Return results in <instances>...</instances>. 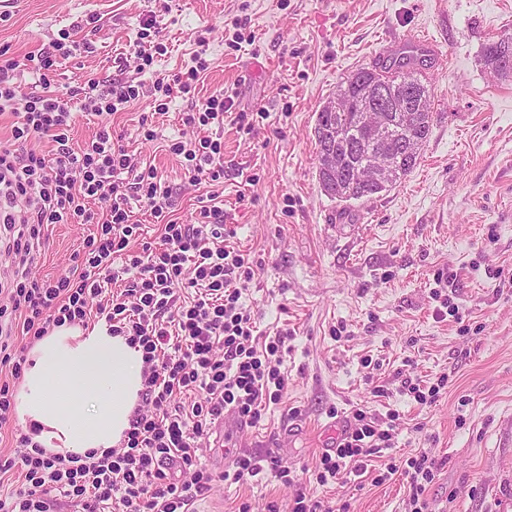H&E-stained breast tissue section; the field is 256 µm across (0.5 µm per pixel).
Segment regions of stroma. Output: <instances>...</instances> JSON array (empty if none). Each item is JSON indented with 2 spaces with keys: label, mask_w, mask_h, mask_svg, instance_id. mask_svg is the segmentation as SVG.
Here are the masks:
<instances>
[{
  "label": "stroma",
  "mask_w": 512,
  "mask_h": 512,
  "mask_svg": "<svg viewBox=\"0 0 512 512\" xmlns=\"http://www.w3.org/2000/svg\"><path fill=\"white\" fill-rule=\"evenodd\" d=\"M150 19L167 52L144 68L135 50ZM65 31L71 53L48 81L71 100L73 148L110 127L156 167L182 224L218 191L225 244L257 266L243 303L260 335L291 336L287 392L229 450L275 455L287 478L216 483L196 512H266L272 501L292 512L299 491L346 512H413L401 470L423 453L443 462L428 512H512V288L500 285L512 278V78L483 54L512 33V0H0V52L17 64L21 95L40 92L32 57ZM420 32L447 63L429 72L434 125L419 164L380 198L331 199L316 171L320 107L351 71ZM199 53L207 71L194 94L173 90L168 112H154L149 92L109 115L84 112L118 82L171 85ZM219 93L235 100L223 127L181 128L192 101ZM180 137L221 140L220 183L191 184L169 150ZM93 230L50 225L37 276L68 272ZM408 380L440 384L435 402L418 404ZM358 408L390 448L364 473L319 484L328 425L346 428Z\"/></svg>",
  "instance_id": "35a3bbf8"
}]
</instances>
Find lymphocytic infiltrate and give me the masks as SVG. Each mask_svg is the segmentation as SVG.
I'll use <instances>...</instances> for the list:
<instances>
[{"label":"lymphocytic infiltrate","instance_id":"obj_1","mask_svg":"<svg viewBox=\"0 0 512 512\" xmlns=\"http://www.w3.org/2000/svg\"><path fill=\"white\" fill-rule=\"evenodd\" d=\"M14 69L11 61L0 65V112L15 117L10 139L0 142V198L19 209L0 219L6 231L0 250L12 258L9 278L0 285V426L14 419L13 383L27 362L18 337L38 339L65 324H86L92 315L110 334L142 348L144 389L120 447L63 457L19 433L20 454L0 457V512H56L62 498L81 512H195V502L215 482L248 481L263 472L261 460L240 457L232 470L213 473L201 461L202 445L224 411L254 424L279 403L288 388L281 370L288 336L257 335L241 302L254 265L225 246L224 210L216 194L201 198L200 222L171 219L155 167L130 154L106 126L83 148H73L68 101L48 90L20 96ZM44 137L52 144L47 155L30 147ZM169 150L184 158L193 182L220 178V142L177 141ZM94 201L106 206L103 221L95 219ZM134 201L156 218L160 245L143 240L142 227L130 223ZM91 223L97 231L85 239L80 265L53 282L33 276L47 225ZM137 238L141 251H130ZM117 262L126 280L115 297L107 288ZM389 441L369 411L355 410L333 454L323 456L318 482L350 474ZM172 459L181 463L179 475L166 470ZM407 465L414 510L426 512L425 486L441 463L423 454ZM14 471L23 478L21 486L4 489Z\"/></svg>","mask_w":512,"mask_h":512}]
</instances>
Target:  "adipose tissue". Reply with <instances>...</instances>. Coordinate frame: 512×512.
Here are the masks:
<instances>
[{
    "mask_svg": "<svg viewBox=\"0 0 512 512\" xmlns=\"http://www.w3.org/2000/svg\"><path fill=\"white\" fill-rule=\"evenodd\" d=\"M143 351L106 326L64 325L38 340L17 397L33 442L60 455L117 446L143 389Z\"/></svg>",
    "mask_w": 512,
    "mask_h": 512,
    "instance_id": "1",
    "label": "adipose tissue"
}]
</instances>
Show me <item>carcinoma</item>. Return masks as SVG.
<instances>
[{
	"label": "carcinoma",
	"mask_w": 512,
	"mask_h": 512,
	"mask_svg": "<svg viewBox=\"0 0 512 512\" xmlns=\"http://www.w3.org/2000/svg\"><path fill=\"white\" fill-rule=\"evenodd\" d=\"M512 55V35H501L485 47L484 57L494 64L505 54ZM339 92L358 107L381 106L396 102L388 113V129L374 131L360 123V111L320 112L316 124L329 130L328 136L316 140L317 156L334 152L330 167L318 172L321 190L339 202L370 200L380 192L361 185L354 179L356 167L366 154L379 148L390 151L397 160L396 185L416 167L428 141L434 122L432 87L420 68V57H404L398 53L370 68L347 75Z\"/></svg>",
	"instance_id": "cac0c4a2"
}]
</instances>
